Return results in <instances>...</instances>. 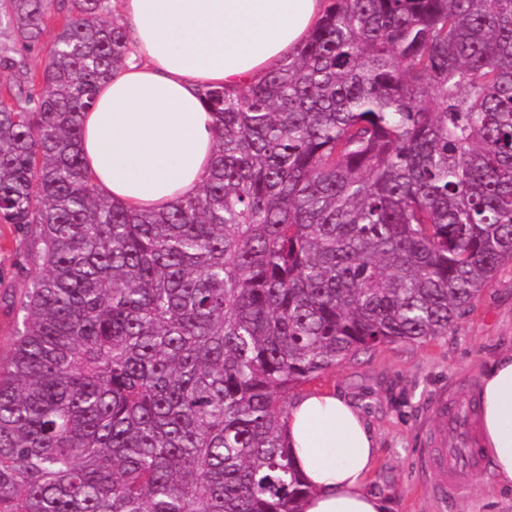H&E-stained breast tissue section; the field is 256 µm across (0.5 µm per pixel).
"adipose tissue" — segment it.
Wrapping results in <instances>:
<instances>
[{"label":"adipose tissue","instance_id":"adipose-tissue-1","mask_svg":"<svg viewBox=\"0 0 512 512\" xmlns=\"http://www.w3.org/2000/svg\"><path fill=\"white\" fill-rule=\"evenodd\" d=\"M325 8V0H119L131 57L83 116L81 152L100 195L162 209L197 194L215 144L199 88L258 82L296 50ZM478 402L485 466L512 490V350L483 368ZM283 437L310 489L303 512H391L389 499L367 489L377 440L349 399L301 394Z\"/></svg>","mask_w":512,"mask_h":512}]
</instances>
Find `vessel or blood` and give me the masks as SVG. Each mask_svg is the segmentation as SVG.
Wrapping results in <instances>:
<instances>
[{
  "mask_svg": "<svg viewBox=\"0 0 512 512\" xmlns=\"http://www.w3.org/2000/svg\"><path fill=\"white\" fill-rule=\"evenodd\" d=\"M473 404L457 405L448 410V425L452 438L441 437L429 449L425 466L433 471L438 482L436 490L440 495L457 491L461 476L477 477L481 469L480 447L476 442Z\"/></svg>",
  "mask_w": 512,
  "mask_h": 512,
  "instance_id": "1",
  "label": "vessel or blood"
}]
</instances>
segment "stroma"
<instances>
[{
	"mask_svg": "<svg viewBox=\"0 0 512 512\" xmlns=\"http://www.w3.org/2000/svg\"><path fill=\"white\" fill-rule=\"evenodd\" d=\"M12 225L0 224V362L13 349L23 314L20 291L33 273ZM512 348V264L504 265L447 335L427 343L396 342L336 367L314 391L349 398L378 437L370 491L389 498L393 512H512V491L481 471L458 495L439 499L421 457L447 426L440 399L476 400L479 375L499 352Z\"/></svg>",
	"mask_w": 512,
	"mask_h": 512,
	"instance_id": "stroma-1",
	"label": "stroma"
}]
</instances>
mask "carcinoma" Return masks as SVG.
<instances>
[{
  "label": "carcinoma",
  "mask_w": 512,
  "mask_h": 512,
  "mask_svg": "<svg viewBox=\"0 0 512 512\" xmlns=\"http://www.w3.org/2000/svg\"><path fill=\"white\" fill-rule=\"evenodd\" d=\"M110 2L0 0V224L35 246L0 512H302L300 387L448 335L512 263V0H327L262 81L201 90L211 171L163 211L84 169Z\"/></svg>",
  "instance_id": "obj_1"
}]
</instances>
